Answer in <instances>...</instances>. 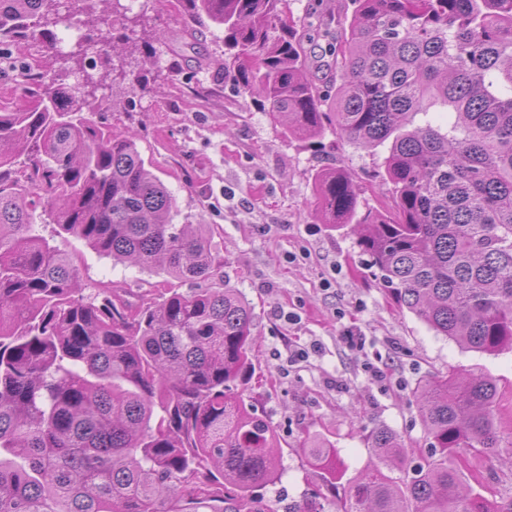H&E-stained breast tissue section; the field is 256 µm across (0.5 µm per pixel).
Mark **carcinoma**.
Returning <instances> with one entry per match:
<instances>
[{
	"instance_id": "obj_1",
	"label": "carcinoma",
	"mask_w": 512,
	"mask_h": 512,
	"mask_svg": "<svg viewBox=\"0 0 512 512\" xmlns=\"http://www.w3.org/2000/svg\"><path fill=\"white\" fill-rule=\"evenodd\" d=\"M186 2L224 28V81L259 92L290 134L333 127L388 145L390 207L359 214L343 168L316 188L323 222L356 225L395 300L467 349H512V0H351L325 94L304 30L280 22L283 0ZM56 4L0 0V56L53 46ZM66 58L95 85L82 45ZM14 91L23 104L0 105V512H261L276 438L232 393L254 369L253 316L237 289L209 286L208 225L173 223L176 199L135 135L88 121L80 88L26 67ZM39 208L56 235L195 287L137 303L106 285L85 293ZM416 394L429 455L399 483L367 471L339 512H512L460 477L512 447L496 381L449 373ZM371 447L405 462L391 432ZM314 461L327 484L343 478L336 449Z\"/></svg>"
}]
</instances>
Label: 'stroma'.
<instances>
[{"instance_id": "stroma-1", "label": "stroma", "mask_w": 512, "mask_h": 512, "mask_svg": "<svg viewBox=\"0 0 512 512\" xmlns=\"http://www.w3.org/2000/svg\"><path fill=\"white\" fill-rule=\"evenodd\" d=\"M288 3L322 47L352 19L350 0ZM93 13L108 16L112 63L125 74L96 66L90 120L135 132L143 157L176 198L175 223L214 225L224 284L253 309L255 372L236 391L278 441L276 476L255 490L264 512H336L354 480L377 465L390 477H405V469L381 465L371 437L387 430L412 462L427 455L430 438L414 391L435 375L481 372L512 392L511 351L481 353L436 334L395 302L352 225L322 223L317 169L352 173L366 188L363 208H375L392 195L382 176L386 147L365 149L329 129L306 141L288 133L259 97L225 85L223 30L192 18L182 0H136L120 10L101 0H59L51 30L66 38L68 23L76 21L86 42H94ZM9 57L60 74L64 86L78 84L73 63L43 45L10 48ZM59 246L78 255L86 286L109 285L132 302L166 278L113 263L73 238ZM348 327L364 334L363 350L341 342ZM299 349L308 360L289 366ZM381 360L387 377L379 381L365 366ZM321 443L336 449L344 472L333 488L308 454Z\"/></svg>"}]
</instances>
